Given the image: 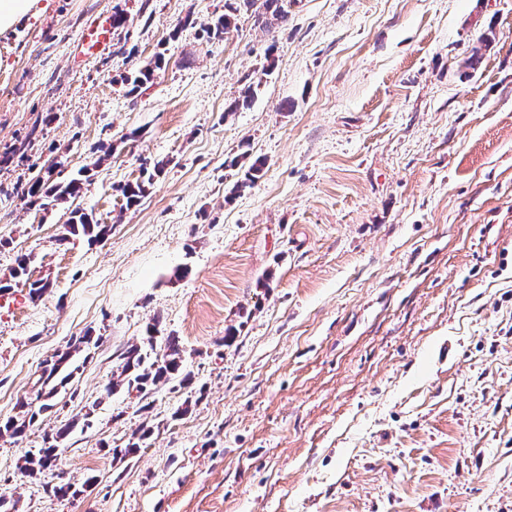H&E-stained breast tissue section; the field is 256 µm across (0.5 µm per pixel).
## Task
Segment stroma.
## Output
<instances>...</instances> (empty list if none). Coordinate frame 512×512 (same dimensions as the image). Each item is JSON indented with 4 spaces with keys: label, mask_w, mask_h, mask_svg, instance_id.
<instances>
[{
    "label": "stroma",
    "mask_w": 512,
    "mask_h": 512,
    "mask_svg": "<svg viewBox=\"0 0 512 512\" xmlns=\"http://www.w3.org/2000/svg\"><path fill=\"white\" fill-rule=\"evenodd\" d=\"M224 2L52 0L0 37V282L20 300L0 310V422L46 360L96 338L52 409L0 437V496L16 512H512V0H287V22L250 12L208 38ZM116 10L110 49L86 55L84 25ZM246 151L266 165L237 191ZM85 166L75 203H31L33 178ZM76 207L109 235L68 234ZM151 323L189 382L111 388ZM65 425L54 465L22 473ZM56 483L72 495L49 497Z\"/></svg>",
    "instance_id": "1"
}]
</instances>
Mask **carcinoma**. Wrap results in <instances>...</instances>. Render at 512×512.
Wrapping results in <instances>:
<instances>
[{"label":"carcinoma","mask_w":512,"mask_h":512,"mask_svg":"<svg viewBox=\"0 0 512 512\" xmlns=\"http://www.w3.org/2000/svg\"><path fill=\"white\" fill-rule=\"evenodd\" d=\"M256 2L257 0H226L224 14L206 25V33L213 38H223L224 34L237 27L238 16L241 12L249 11ZM163 65L164 57L160 54L156 55L153 62L140 68L138 73L131 78L133 88L136 89L152 81L157 71L163 68ZM264 166V158L260 156L254 159L251 158L244 179L236 181L234 188L237 189L243 185L255 183ZM81 190V182L78 179H73L66 184H55L48 187L44 179L38 176L33 179L27 188V195L33 198L35 202L43 199H49L53 202H66L78 198ZM71 214L74 215V218L69 220L68 227L72 234L81 233L97 240L110 231V228L104 224L90 223L86 215L80 213L78 208L72 210ZM90 343L91 337L83 336L78 340V345L74 346L73 350H68L58 355L56 359L45 362L37 380L36 388V397L45 400V403L34 410L31 403L27 401L20 402V418L10 419L1 424L0 436L19 437L23 435L26 428L35 422L38 415L50 408L47 400L53 398L59 389L68 384L77 371L80 370V366L73 363L72 351H78L81 349V345ZM182 366L183 350L179 341L172 336L167 337L162 355L153 360L148 359V354L143 352L142 347L133 345L124 352L119 380L112 383V386L116 387L125 383L139 392H144L151 385L171 380L180 375ZM68 429L69 426L66 425L57 431L56 435L52 437V443L43 450V455L40 458H25L24 469L32 474L37 466L44 468L52 465L57 460L59 451L55 441L62 438Z\"/></svg>","instance_id":"1"}]
</instances>
